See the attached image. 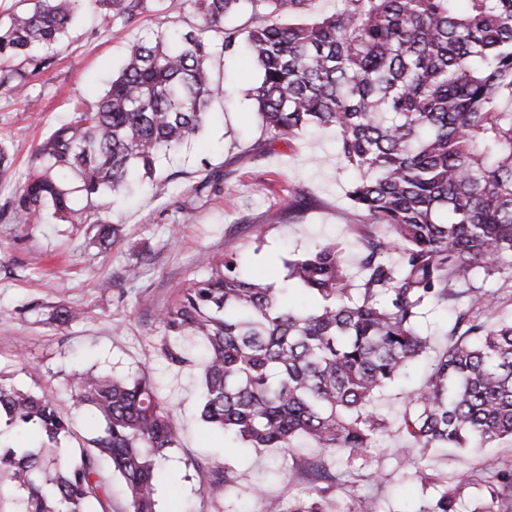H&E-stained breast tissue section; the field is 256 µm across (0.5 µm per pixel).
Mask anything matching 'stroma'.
Here are the masks:
<instances>
[{"label":"stroma","instance_id":"obj_1","mask_svg":"<svg viewBox=\"0 0 512 512\" xmlns=\"http://www.w3.org/2000/svg\"><path fill=\"white\" fill-rule=\"evenodd\" d=\"M199 18L189 0L144 21L140 31L114 33L85 14L54 66L32 75L24 91L0 89V144L14 157L15 172L0 184V204L12 196L36 164L41 139L70 117L75 101L93 107L137 33L186 29ZM214 83L230 88L231 104L214 103L203 131L179 151L161 159V171L176 170L175 181L130 196L108 215L95 203L83 206V221L68 224L46 218L41 224L0 222V378L21 388L44 390L73 422L68 446L96 436L100 424L88 409L73 407L69 381L77 370L118 376L146 374L168 403L181 429L180 439L158 470V512H271L289 497L304 494L307 465L317 452L300 445L293 455L257 452L206 424L201 416L203 366L196 341L180 342L183 362L164 350L168 338L158 315L191 280L207 276L211 263L236 251L246 276L281 285L284 262L293 254L333 238L350 239L364 223L346 199L348 175L341 168L337 134L315 129L299 137L270 139L258 123L249 90L258 74L246 55L215 54L209 62ZM224 172L220 194L195 198L190 188L205 169ZM304 192L310 206L289 215L288 195ZM190 216H183V208ZM121 225L110 249L93 240L101 218ZM111 281L101 289V281ZM83 310L70 325L48 319L51 306ZM423 359L405 381L383 390L373 403L388 429L349 469L352 479L329 500L344 508L350 497H374L378 512H411L429 498L437 477L462 465L479 466L511 458L512 448H487L460 461L444 451L426 453L425 477L400 465L396 451L406 439L399 416L407 395L425 380ZM232 466L239 485L207 492L197 474Z\"/></svg>","mask_w":512,"mask_h":512}]
</instances>
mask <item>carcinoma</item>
Here are the masks:
<instances>
[{"label":"carcinoma","mask_w":512,"mask_h":512,"mask_svg":"<svg viewBox=\"0 0 512 512\" xmlns=\"http://www.w3.org/2000/svg\"><path fill=\"white\" fill-rule=\"evenodd\" d=\"M101 22L125 31L169 8L166 0H93ZM191 0L200 24L158 31L128 50L96 108L75 109L39 145L34 171L0 206V221L36 223L50 213L81 223L75 194L117 209L136 184L157 186L156 163L195 138L214 100L209 60L247 48L258 71L250 90L263 130L290 139L310 126L338 134L357 177L346 197L367 223L354 226L358 272L344 244L327 240L286 262L275 287L245 278L235 252L208 277L183 285L159 315L170 339L206 349L202 420L249 448L287 456L305 438L319 448L311 491L284 512H327L326 461L348 462L387 429L370 408L429 348L428 307H452L453 340L407 396L400 428L407 465L417 453H474L512 445V321L489 324L485 283L512 270V0ZM86 0H13L0 10V87L26 84L56 62ZM250 13L249 25L227 24ZM213 172L191 191L220 190ZM383 231L374 230V226ZM104 248L120 225L101 220ZM299 290L315 303L298 308ZM81 311L58 304L49 319ZM74 404L102 423L90 446L65 448L70 419L44 391L0 378V419L44 438L34 452L0 450V474L24 512H112L108 467L124 482L130 512H157L156 475L178 443L154 382L89 370L70 379ZM231 467L200 483H239ZM411 512H512V463L466 469L435 486Z\"/></svg>","instance_id":"cac0c4a2"}]
</instances>
